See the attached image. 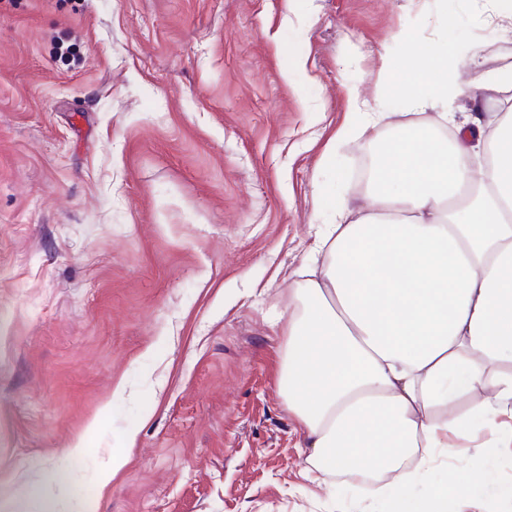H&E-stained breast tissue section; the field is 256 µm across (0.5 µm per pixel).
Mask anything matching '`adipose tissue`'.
I'll use <instances>...</instances> for the list:
<instances>
[{"instance_id": "adipose-tissue-1", "label": "adipose tissue", "mask_w": 512, "mask_h": 512, "mask_svg": "<svg viewBox=\"0 0 512 512\" xmlns=\"http://www.w3.org/2000/svg\"><path fill=\"white\" fill-rule=\"evenodd\" d=\"M419 56L409 103L437 121L386 136L384 113L353 97L342 135L375 148L363 202L317 220L292 290L282 398L312 481L409 459L422 477L452 435L487 432L483 454L495 455V419L512 405V112L495 109L512 69L482 76L490 117L457 123L442 110L455 90L447 50ZM477 143L486 160L472 159Z\"/></svg>"}]
</instances>
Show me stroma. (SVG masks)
<instances>
[{
    "label": "stroma",
    "instance_id": "1",
    "mask_svg": "<svg viewBox=\"0 0 512 512\" xmlns=\"http://www.w3.org/2000/svg\"><path fill=\"white\" fill-rule=\"evenodd\" d=\"M455 119L512 67V0H0V512H512V445L411 498L306 480L282 403L312 222L360 204L334 142L384 56L456 53ZM121 467H114V458ZM477 482L478 472H476L475 474L473 473L467 478H450L448 481V487L439 493L438 498L440 501L447 500L448 492L451 494L452 497L458 499L467 498L470 495V493L473 492V489Z\"/></svg>",
    "mask_w": 512,
    "mask_h": 512
}]
</instances>
